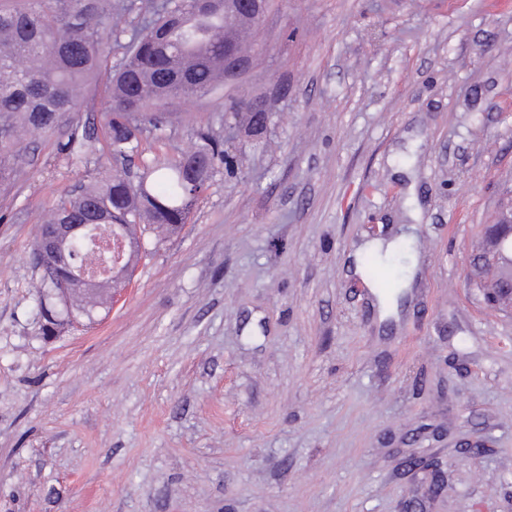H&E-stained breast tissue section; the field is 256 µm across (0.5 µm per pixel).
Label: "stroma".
<instances>
[{
	"label": "stroma",
	"instance_id": "35a3bbf8",
	"mask_svg": "<svg viewBox=\"0 0 512 512\" xmlns=\"http://www.w3.org/2000/svg\"><path fill=\"white\" fill-rule=\"evenodd\" d=\"M224 96L154 104L174 159L225 140L181 232L145 234L119 302L49 333L31 246L112 166L105 83L21 134L0 183V512H512V315L467 280L512 190V0H268ZM418 227L380 319L347 259Z\"/></svg>",
	"mask_w": 512,
	"mask_h": 512
}]
</instances>
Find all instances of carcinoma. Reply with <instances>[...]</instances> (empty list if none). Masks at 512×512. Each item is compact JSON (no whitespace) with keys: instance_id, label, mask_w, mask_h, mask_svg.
Segmentation results:
<instances>
[{"instance_id":"1","label":"carcinoma","mask_w":512,"mask_h":512,"mask_svg":"<svg viewBox=\"0 0 512 512\" xmlns=\"http://www.w3.org/2000/svg\"><path fill=\"white\" fill-rule=\"evenodd\" d=\"M137 11V24L124 44L126 54L115 70L107 68L112 14ZM224 14L216 0H14L0 7V146L23 126L37 131L59 128L76 108L80 90L99 75L106 77L108 120L103 136L113 151L132 159L143 153L138 134L145 125L159 130L163 113L142 108L171 96L193 98L218 92L224 77ZM176 159L156 157L151 173L163 183L154 194L142 189L148 172L133 180L125 170L98 172L89 183L53 207V224H96L106 230L121 225L138 239L149 228L170 235L185 224L208 189L215 165L224 161L222 141L209 134ZM71 261H93L91 245L74 241ZM496 261L490 256L472 269V285L481 294L496 287ZM98 296L74 303L60 296L54 280L43 274L39 304L52 325L91 318Z\"/></svg>"}]
</instances>
